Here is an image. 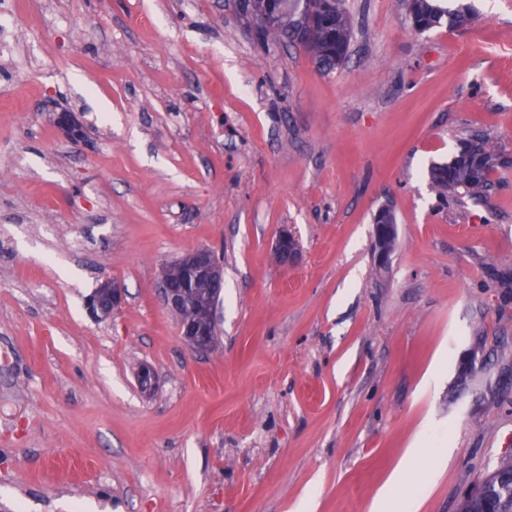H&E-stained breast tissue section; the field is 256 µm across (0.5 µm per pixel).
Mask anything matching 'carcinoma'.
I'll use <instances>...</instances> for the list:
<instances>
[{
  "label": "carcinoma",
  "instance_id": "obj_1",
  "mask_svg": "<svg viewBox=\"0 0 512 512\" xmlns=\"http://www.w3.org/2000/svg\"><path fill=\"white\" fill-rule=\"evenodd\" d=\"M280 27L262 33L264 44L292 39L289 21L295 14L296 0H282ZM311 28L315 31L313 57L326 70L342 64L347 56L350 31L340 0H312ZM410 10L415 30L426 32L441 25L444 12L433 0H411ZM501 154L489 138L471 136L462 142L458 155L449 163L429 169L433 190L444 202L456 195L480 198L488 189L490 174L499 165ZM479 493L468 494L462 512H485L494 505L498 512H512V463L503 464L479 483Z\"/></svg>",
  "mask_w": 512,
  "mask_h": 512
}]
</instances>
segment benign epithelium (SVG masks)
<instances>
[{"instance_id":"1","label":"benign epithelium","mask_w":512,"mask_h":512,"mask_svg":"<svg viewBox=\"0 0 512 512\" xmlns=\"http://www.w3.org/2000/svg\"><path fill=\"white\" fill-rule=\"evenodd\" d=\"M281 0H246L245 8L262 29L278 25ZM396 225L385 218L374 225V260L379 268L387 267L390 251L386 244L395 236ZM273 251L284 267L298 254L295 237L288 231L280 232ZM163 305L180 318V335L196 352L209 350L214 344V310L224 288L223 268L214 252L200 248L182 257L175 265L166 267L160 278ZM123 302V292L110 280L103 281L89 299V309L97 318H107ZM139 387L144 392L154 389L156 371L149 364H141L136 371Z\"/></svg>"}]
</instances>
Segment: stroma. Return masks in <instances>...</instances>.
Returning <instances> with one entry per match:
<instances>
[{"mask_svg":"<svg viewBox=\"0 0 512 512\" xmlns=\"http://www.w3.org/2000/svg\"><path fill=\"white\" fill-rule=\"evenodd\" d=\"M239 2L19 0L0 57V512H370L387 486L457 512L512 461V0H441L470 21L421 34L410 0H342L331 71L263 45ZM473 134L508 162L480 200L440 202L428 170ZM202 247L224 288L195 353L156 284ZM106 278L124 301L97 320ZM393 223L385 217L379 224H374V260L378 268H386L389 263L391 252L387 250L386 244L395 236L396 219L391 212ZM273 251L278 256L280 264L288 267L298 254V244L295 237L288 230H282L273 244Z\"/></svg>","mask_w":512,"mask_h":512,"instance_id":"stroma-1","label":"stroma"}]
</instances>
